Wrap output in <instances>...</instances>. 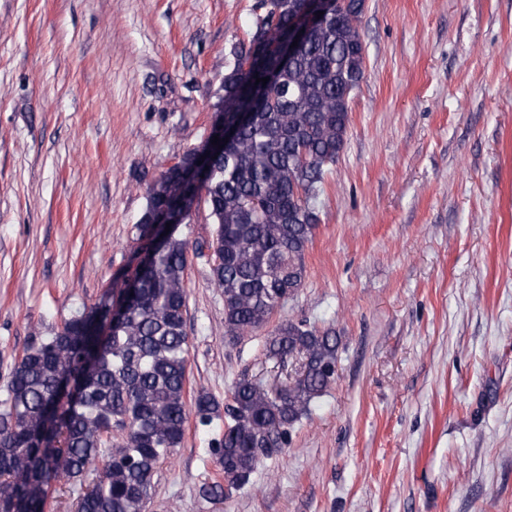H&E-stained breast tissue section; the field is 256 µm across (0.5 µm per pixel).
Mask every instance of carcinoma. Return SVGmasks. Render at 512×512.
<instances>
[{
    "label": "carcinoma",
    "mask_w": 512,
    "mask_h": 512,
    "mask_svg": "<svg viewBox=\"0 0 512 512\" xmlns=\"http://www.w3.org/2000/svg\"><path fill=\"white\" fill-rule=\"evenodd\" d=\"M364 8L365 0H337L281 59L270 51L274 33L305 0H257L249 38L231 50L210 103L236 134L203 160L199 192L173 167L154 180L135 225V252H150L151 263L116 273L95 304L33 337L10 367L0 398V512H49V490L61 483L80 487L76 512H146L191 413L212 434L224 473L202 493L219 501L288 447L336 381V332L290 319L265 338L268 358L299 361L287 385L272 389L243 373L224 402L200 392L188 405L189 243L180 224L156 234L151 215L205 205L213 228L197 254L210 252L225 332L241 339L265 327L305 281L324 178L346 144L365 74ZM253 56L264 62L245 67ZM116 300L123 311L114 316Z\"/></svg>",
    "instance_id": "1"
}]
</instances>
